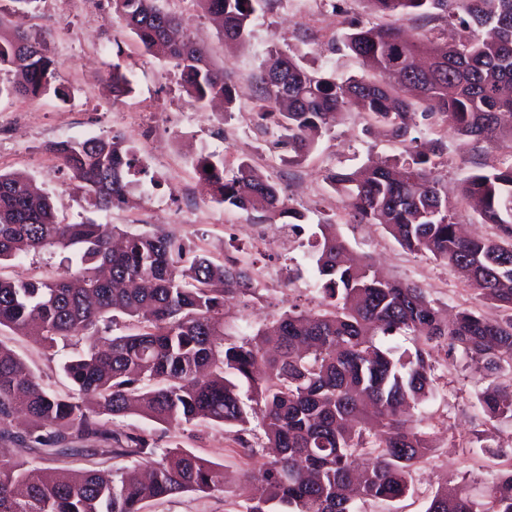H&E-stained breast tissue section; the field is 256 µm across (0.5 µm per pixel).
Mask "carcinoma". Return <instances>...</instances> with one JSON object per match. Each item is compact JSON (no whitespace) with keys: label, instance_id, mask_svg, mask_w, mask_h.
I'll use <instances>...</instances> for the list:
<instances>
[{"label":"carcinoma","instance_id":"carcinoma-1","mask_svg":"<svg viewBox=\"0 0 512 512\" xmlns=\"http://www.w3.org/2000/svg\"><path fill=\"white\" fill-rule=\"evenodd\" d=\"M395 18L383 26L359 24L343 44L380 79L339 80L308 69L276 48L267 50L257 76L258 114L272 113L281 144L298 161L317 145L336 115L363 113L386 124L395 138L409 135L415 105L439 115L453 133L491 143L512 135V0H368ZM223 21L224 39L248 33L269 0H197ZM113 14L145 50L173 64L196 102L234 100L224 73L205 49L180 34V21L157 0H112ZM407 16L489 27L490 40L470 35L456 44L433 36L412 38L399 25ZM402 66L404 81L386 75ZM15 79L0 96L30 100L50 93L68 97L59 68L41 35L0 25V67ZM112 89L130 80L112 66ZM406 156L355 171H332V188L350 220L381 224L399 245L462 271L488 304L504 312L490 319L469 309L447 322L426 291L386 277L368 262L345 263L346 243L332 224L315 241L323 307L291 306L276 320V349L266 333L224 338V307L231 295L256 298L261 281L238 259L216 262L168 233H113L93 218L64 224L53 200L30 180L0 173V269L32 252L62 254L63 273L15 281L0 275V327L15 333L36 320L48 348L57 339L84 337L88 345L63 366L71 391L47 390L12 349L0 342V440L20 413L33 445L65 451L71 440L102 439L112 451L137 459L142 478H106L94 469L49 473L30 461L4 458L0 448V512H141L147 501L184 492L224 490L218 464L180 448L158 452L144 436L101 432L97 417L136 414L169 427L214 421L237 429L252 460L242 492L244 512H358L356 501H393L410 488L413 469L432 448L421 418L399 417L436 390L433 352L455 351L482 365L490 387L478 396L485 421L512 420V162L483 167L459 189L496 238L462 237L454 207L435 163L411 139ZM78 182L91 213L127 202L130 176H148L125 137L63 140L51 147ZM212 172L206 171V166ZM216 202L258 212L271 224L301 229V216L276 184L248 163L224 178V158L199 161ZM126 332L110 336L118 320ZM403 337L409 346L392 340ZM426 512H512V468L490 474L485 493L442 489Z\"/></svg>","mask_w":512,"mask_h":512}]
</instances>
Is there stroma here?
I'll return each mask as SVG.
<instances>
[{
  "instance_id": "1",
  "label": "stroma",
  "mask_w": 512,
  "mask_h": 512,
  "mask_svg": "<svg viewBox=\"0 0 512 512\" xmlns=\"http://www.w3.org/2000/svg\"><path fill=\"white\" fill-rule=\"evenodd\" d=\"M159 5L181 18L186 33L205 45L210 64L223 71L235 91L231 107L194 103L179 85L175 69L148 53L115 20L111 0H96L92 7L83 0H32L28 5L0 0V25L5 29L47 35L59 62L60 82L71 93L67 102L51 95L35 101L0 96V172L31 177L52 197L59 219L74 222L82 213L79 197L51 145L124 134L150 177L131 186L129 205L97 214V221L131 233H170L214 260L233 256L262 272L259 298L248 303L236 299L225 309L224 331L233 338L272 321L289 306L309 310L321 303L308 240L325 222L335 225L352 255L374 262L391 279L425 288L442 313L467 308L491 319L499 317V310L480 300L455 269L402 249L382 226L350 223L340 195L326 179L332 170L402 156L406 141L392 137L367 115L345 112L308 156L293 162L279 144L275 118L263 120L257 114L256 74L269 48L340 78L365 77L368 69L343 47L342 35L350 24H382L385 16L374 12L367 0H271L256 14L245 39L228 42L196 0H159ZM116 64L131 81L130 92L120 97L113 95L108 79ZM415 122L413 135L436 151L435 174L455 203L458 224L470 233L496 235L493 225L481 223L459 201V186L477 167L512 160V136L477 144L449 131L439 117L419 116ZM208 154L223 156L225 175H233L246 161L277 183L288 205L303 216L302 234L288 237L269 228L268 244L260 249L252 231L262 223L261 214L225 207L208 195L180 194V185L197 182V160ZM0 342L46 388L60 394L69 390L63 364L85 347L71 338L48 349L34 337L5 328L0 330ZM435 358L437 392L420 409L431 451L413 472L404 497L367 503L361 512H425L434 493L444 487L458 486L478 496L487 472L512 466V422L486 424L478 410L477 397L487 380L467 359L449 362L441 352ZM99 423L107 431H136L161 448L180 446L224 469L223 492H189L150 501L142 512H238L246 459L235 429L208 421L169 427L138 415H103ZM9 430L12 458L49 471L112 472L134 464L133 458L112 453H35L23 438V425L11 424ZM478 432L487 437L490 451L475 447ZM499 448L504 451L500 457L495 454Z\"/></svg>"
}]
</instances>
